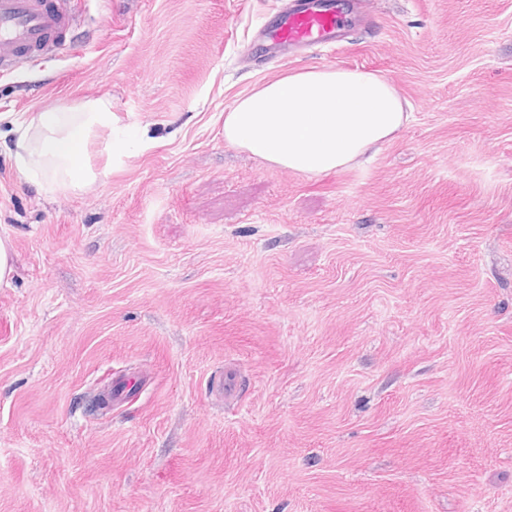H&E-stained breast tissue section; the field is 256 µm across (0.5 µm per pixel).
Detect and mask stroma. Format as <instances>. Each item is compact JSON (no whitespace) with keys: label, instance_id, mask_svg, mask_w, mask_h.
Instances as JSON below:
<instances>
[{"label":"stroma","instance_id":"obj_1","mask_svg":"<svg viewBox=\"0 0 512 512\" xmlns=\"http://www.w3.org/2000/svg\"><path fill=\"white\" fill-rule=\"evenodd\" d=\"M289 3L83 0L0 74L1 132L105 97L151 137L76 192L0 151V512H512V0H370L253 58ZM307 67L381 73L408 123L319 176L225 141Z\"/></svg>","mask_w":512,"mask_h":512}]
</instances>
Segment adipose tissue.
<instances>
[{
    "mask_svg": "<svg viewBox=\"0 0 512 512\" xmlns=\"http://www.w3.org/2000/svg\"><path fill=\"white\" fill-rule=\"evenodd\" d=\"M396 87L359 69L292 70L239 96L224 114V139L286 170L319 175L349 167L379 150L407 123ZM8 156L42 191L80 190L97 174L90 148L121 157L148 146L145 129L122 130L109 99L34 112L13 122Z\"/></svg>",
    "mask_w": 512,
    "mask_h": 512,
    "instance_id": "1",
    "label": "adipose tissue"
}]
</instances>
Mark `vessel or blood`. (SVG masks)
I'll list each match as a JSON object with an SVG mask.
<instances>
[{"label":"vessel or blood","mask_w":512,"mask_h":512,"mask_svg":"<svg viewBox=\"0 0 512 512\" xmlns=\"http://www.w3.org/2000/svg\"><path fill=\"white\" fill-rule=\"evenodd\" d=\"M78 0H0V71L64 48L80 23ZM347 18L328 0H293L267 32L269 51L300 57L332 47Z\"/></svg>","instance_id":"b4317fda"}]
</instances>
